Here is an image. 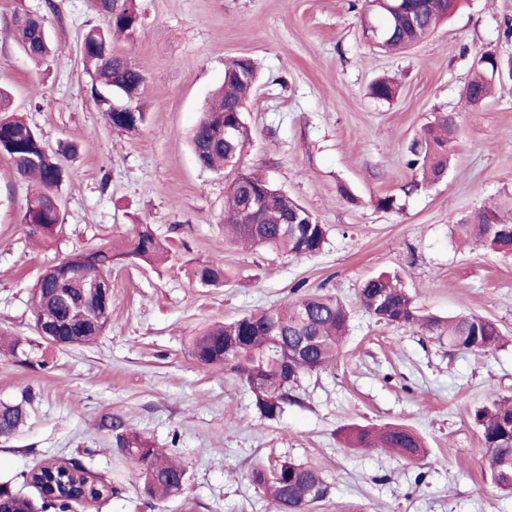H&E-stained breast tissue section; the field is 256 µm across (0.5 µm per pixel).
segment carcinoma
<instances>
[{
    "label": "carcinoma",
    "instance_id": "carcinoma-1",
    "mask_svg": "<svg viewBox=\"0 0 512 512\" xmlns=\"http://www.w3.org/2000/svg\"><path fill=\"white\" fill-rule=\"evenodd\" d=\"M452 0H379L367 11L375 14L369 28L377 31L374 44L385 52H396L415 46L427 39L439 21L453 8ZM97 10L105 17L108 28L89 29L81 46L85 61L94 67L90 86L92 99L105 108L113 128L134 133L146 122V113L140 105L136 112L123 119L112 111V97L128 93L139 100L145 82L143 70L128 58L112 51L111 33L131 34L140 17L135 0H96ZM11 29L22 52L35 61L47 60L53 52L49 32L39 17L17 14ZM501 71V62L491 52H484L475 62V74L463 89L465 100L472 106L480 105L491 92V82ZM256 81L253 59L235 57L224 64V85L192 130L191 146L200 165L223 171L234 162L239 174L227 186V221L224 229L232 238L250 247H265L298 256L319 253L326 243V227L306 212L287 193L265 177L244 166V153L250 136L242 134L224 138V125L239 112ZM456 128L455 116L438 112L423 128L410 148L407 165L420 173L423 181L436 182L448 169V158ZM0 153L6 155L16 171L37 184L25 204L23 223L30 233L51 237L60 225V212L54 204L65 178L60 159L50 153L39 133L21 116L11 113L9 96L0 91ZM262 191L271 197L273 212L249 213L248 198ZM512 212V198L500 207L483 208L465 216L455 226V233L464 239L480 242L493 250L504 246V232H512V221L503 219V211ZM298 211L306 213L309 224L299 225L295 233H285L280 225L288 223ZM165 248L153 231L143 226L123 252L99 247L87 253H77L67 260L72 268L85 269L94 274L111 276L112 264L133 257L145 262L158 259ZM193 277L204 286H217L227 278L224 265L203 262L196 266ZM58 278L54 269L46 270L33 289L35 322L60 321L66 308L57 299L54 288ZM364 310L385 324L418 328L438 339H447L448 346L467 352H485L502 341V332L492 319L477 315H460L448 320L423 314L406 290L385 276L372 277L364 282L359 293ZM93 310L98 312V325L92 329L81 322H72L66 330L71 346L89 344L100 336L110 322L112 304L98 299ZM350 313L338 299L318 294H303L294 302L275 308L250 313L238 319L212 325L188 338L190 357L204 368L221 367L238 379L260 371L262 380L253 388V402L257 413L268 420L280 417L288 403L293 401L288 386L277 376L276 367L283 357L284 345L294 343L297 336H315L317 342L296 362L295 377L323 369L333 364L342 349L347 334ZM240 345L237 364L226 367L224 346L231 340ZM8 352L16 362L43 369L47 361H33V348L19 340L8 343ZM28 400L17 404H0V438L11 436L27 418ZM473 421L480 433V454L485 474L496 487L512 495V397H501L473 411ZM117 447L121 448L126 464L139 473L146 495L158 500L178 496L176 475L185 467L168 459L140 432L130 429L120 420L110 423ZM344 443L349 448H385L406 460L417 462L427 454L422 438L412 429L398 424L384 427L354 426L345 431ZM280 476L270 473L271 467H254L249 478L255 489L269 500L276 512H311L314 506L327 498L320 488L329 486L326 477L315 465L283 459L275 463ZM76 485L75 494H52L42 488L44 479L33 473L23 476L37 495L30 497L14 490L10 483H0V512H72L73 505L89 497L96 500L102 492L87 483L83 476H74L65 467L45 469Z\"/></svg>",
    "mask_w": 512,
    "mask_h": 512
}]
</instances>
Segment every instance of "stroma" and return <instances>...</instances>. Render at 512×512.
Returning a JSON list of instances; mask_svg holds the SVG:
<instances>
[{"instance_id": "35a3bbf8", "label": "stroma", "mask_w": 512, "mask_h": 512, "mask_svg": "<svg viewBox=\"0 0 512 512\" xmlns=\"http://www.w3.org/2000/svg\"><path fill=\"white\" fill-rule=\"evenodd\" d=\"M136 7L140 27L112 46L146 75L148 121L121 134L90 97L80 51L84 34L105 24L95 0H0V89L68 172L62 228L42 241L22 222L30 185L0 155V331L37 341L32 287L47 266L93 247L126 248L143 225L168 246L162 260L113 266L111 320L92 343L46 349L44 370L0 354V403L32 397L25 425L0 438V482L21 490L37 465L76 464L112 491L75 512H274L248 473L287 458L326 476L331 492L315 512H512V496L481 471L471 418L512 396V252L464 247L452 234L461 218L512 195V79H497L479 107L462 97L478 53L512 60V0H460L425 42L400 53L371 46L353 0ZM24 12L44 18L57 47L40 66L9 35ZM240 55L259 68L244 110L245 163L325 225L318 254L224 241L230 177L201 167L188 138L224 82L225 60ZM382 77L396 82L392 100L368 94ZM437 112L455 113L458 132L445 178L419 186L408 148ZM384 196L393 208L378 207ZM201 261L223 263L227 282L194 283ZM379 274L398 278L425 312L495 320L504 346L467 353L376 322L358 293ZM309 291L347 306L348 338L334 365L291 384L280 418L260 417L233 374L189 356L187 339L203 327ZM112 417L182 462L181 496L144 493L101 426ZM388 423L419 432L427 456L414 463L345 447L347 427Z\"/></svg>"}]
</instances>
